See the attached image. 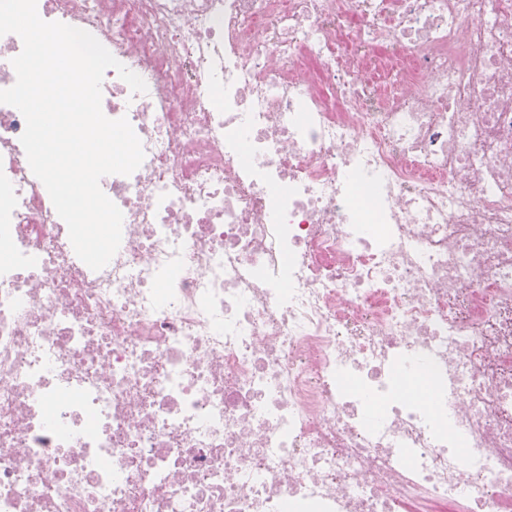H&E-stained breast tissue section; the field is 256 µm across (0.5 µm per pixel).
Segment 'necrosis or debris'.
Here are the masks:
<instances>
[{"instance_id":"necrosis-or-debris-1","label":"necrosis or debris","mask_w":512,"mask_h":512,"mask_svg":"<svg viewBox=\"0 0 512 512\" xmlns=\"http://www.w3.org/2000/svg\"><path fill=\"white\" fill-rule=\"evenodd\" d=\"M37 10L145 156L92 270L0 104V512H512V0Z\"/></svg>"}]
</instances>
